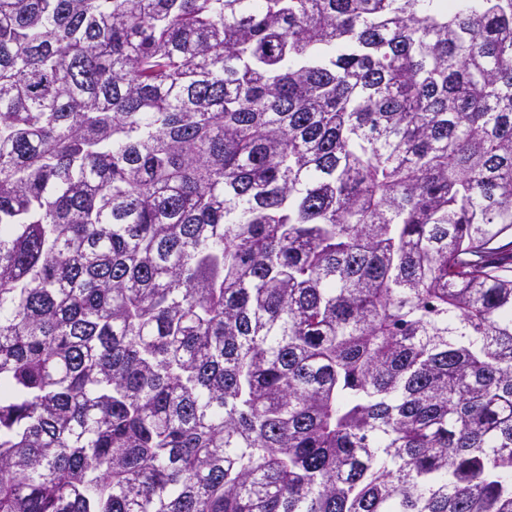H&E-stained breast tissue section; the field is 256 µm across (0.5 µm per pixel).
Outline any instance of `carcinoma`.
<instances>
[{
  "label": "carcinoma",
  "mask_w": 512,
  "mask_h": 512,
  "mask_svg": "<svg viewBox=\"0 0 512 512\" xmlns=\"http://www.w3.org/2000/svg\"><path fill=\"white\" fill-rule=\"evenodd\" d=\"M512 0H0V512H512Z\"/></svg>",
  "instance_id": "1"
}]
</instances>
